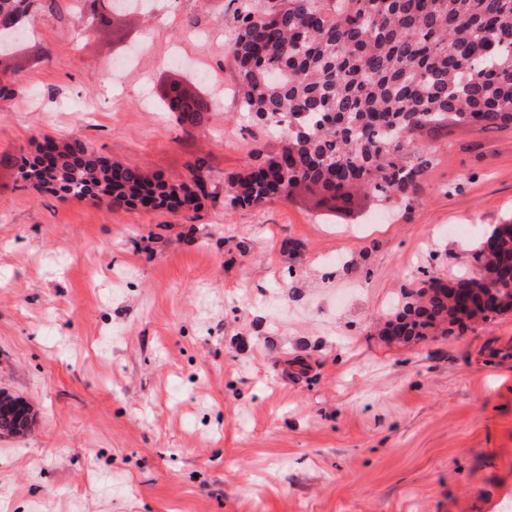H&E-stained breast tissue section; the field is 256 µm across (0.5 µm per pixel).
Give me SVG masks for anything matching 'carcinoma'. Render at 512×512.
Instances as JSON below:
<instances>
[{
    "instance_id": "carcinoma-1",
    "label": "carcinoma",
    "mask_w": 512,
    "mask_h": 512,
    "mask_svg": "<svg viewBox=\"0 0 512 512\" xmlns=\"http://www.w3.org/2000/svg\"><path fill=\"white\" fill-rule=\"evenodd\" d=\"M36 0H0V55L26 30ZM224 57L237 77L244 121L281 138L274 155L254 151L246 172L224 189V205L262 206L298 187L347 205L355 192L379 201L419 191L432 157L407 145L422 130L512 128V0H241ZM210 104L185 100L179 123L194 124ZM88 146L65 143L50 164L25 158L20 175L53 185L60 197L93 198L117 185L115 205L148 195L200 207L185 182L150 180L137 165L83 162ZM479 275L430 277L404 293L384 323L406 339L490 323L482 310L460 318L453 288H475L512 312V221L494 226L471 254Z\"/></svg>"
}]
</instances>
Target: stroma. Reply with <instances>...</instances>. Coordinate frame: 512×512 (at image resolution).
Masks as SVG:
<instances>
[{"label": "stroma", "mask_w": 512, "mask_h": 512, "mask_svg": "<svg viewBox=\"0 0 512 512\" xmlns=\"http://www.w3.org/2000/svg\"><path fill=\"white\" fill-rule=\"evenodd\" d=\"M235 0H38L0 97V389L37 414L0 437V512H506L512 313L394 341L422 271L448 278L512 219V129L420 132L422 192L384 214L300 194L194 212L60 199L20 177L80 136L151 177L214 184L256 146L224 43ZM184 63L171 61L172 52ZM206 73L176 121L160 91ZM466 225L462 235L455 225ZM343 256L327 268V259ZM168 109L176 114V119L179 123L195 124L198 120L201 119V116L204 112L209 111L210 104L208 101L199 96L197 98L182 101L178 104L176 111L173 110L170 104Z\"/></svg>", "instance_id": "1"}]
</instances>
